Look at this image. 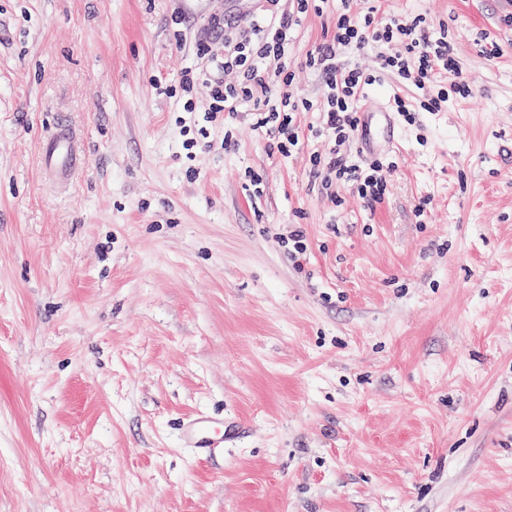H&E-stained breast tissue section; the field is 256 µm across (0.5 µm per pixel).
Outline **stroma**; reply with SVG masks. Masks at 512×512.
Here are the masks:
<instances>
[{
    "instance_id": "35a3bbf8",
    "label": "stroma",
    "mask_w": 512,
    "mask_h": 512,
    "mask_svg": "<svg viewBox=\"0 0 512 512\" xmlns=\"http://www.w3.org/2000/svg\"><path fill=\"white\" fill-rule=\"evenodd\" d=\"M224 3L0 0V512H512V0H381L447 26L472 92L354 141L393 165L373 210L321 196L318 113L284 159L178 93ZM340 8L297 28L296 98ZM200 410L245 423L208 460ZM43 155L46 164L59 175L67 172L77 161L70 138L63 132L45 145Z\"/></svg>"
}]
</instances>
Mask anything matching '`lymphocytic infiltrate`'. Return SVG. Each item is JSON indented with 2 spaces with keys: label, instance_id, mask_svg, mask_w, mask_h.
<instances>
[{
  "label": "lymphocytic infiltrate",
  "instance_id": "lymphocytic-infiltrate-1",
  "mask_svg": "<svg viewBox=\"0 0 512 512\" xmlns=\"http://www.w3.org/2000/svg\"><path fill=\"white\" fill-rule=\"evenodd\" d=\"M317 0H295L291 12L279 9V0H263L256 15L226 21L212 16L203 27L199 41L202 66L197 79H186V87L202 82L209 91V117L232 121L243 106L253 111V127L269 141L270 147L290 157L300 149L304 137L296 123L299 111H318L320 127L328 144L312 152L310 160L322 193L335 197L340 185L354 187L367 209H375L385 197L387 181L380 160L353 159L349 144L357 130L355 105L381 75L425 91L424 111L441 106V97L431 96L436 79L448 76L459 94L471 88L460 78V69L448 41V33L435 29L424 15H390L375 18L374 8L352 13L343 7L336 18L332 39L315 46L306 57L307 67L317 71L323 82V101H295L288 55L295 40V28L303 16L318 11ZM376 48V67L339 65L346 53L362 54Z\"/></svg>",
  "mask_w": 512,
  "mask_h": 512
}]
</instances>
